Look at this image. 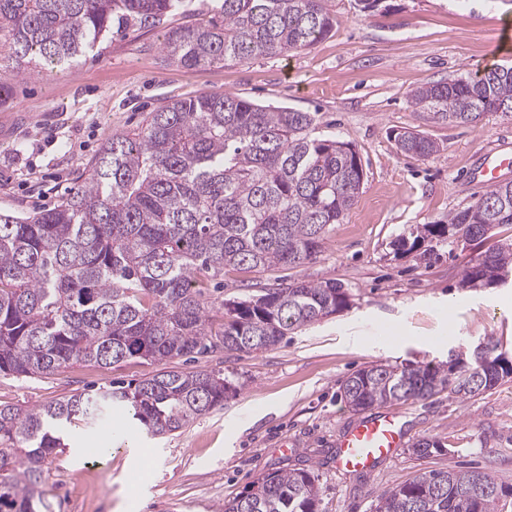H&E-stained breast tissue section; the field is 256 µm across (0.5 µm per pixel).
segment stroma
Segmentation results:
<instances>
[{
    "label": "stroma",
    "mask_w": 512,
    "mask_h": 512,
    "mask_svg": "<svg viewBox=\"0 0 512 512\" xmlns=\"http://www.w3.org/2000/svg\"><path fill=\"white\" fill-rule=\"evenodd\" d=\"M336 27L299 53L226 61L196 70L169 65L161 30L105 37L72 72L40 74L0 101V211L54 207L87 174L113 132L142 125L176 95L230 93L317 115L319 135L351 143L365 178L343 223L301 267L262 274L226 270L221 296L297 280L336 281L349 308L253 353L216 351L200 368L237 387L223 407L190 427L149 438L121 409L77 435L48 466L44 490L53 512L67 498H101L105 512H224L262 475L310 470L318 512H373L379 495L429 469L476 466L510 489L512 380L471 399L441 394L391 403L410 440L430 437L441 451L424 459L398 449L370 472L336 467L339 434L357 419L340 384L361 368L404 361H447L451 352L495 337L512 356V288H465L478 253L512 242V224L481 243L435 245L430 259L393 256L390 243L421 224L475 204L473 180L485 153L512 154V120L495 114L472 125L436 124L413 106L415 87L512 63V0H328ZM412 129L440 145L422 158L401 152L397 133ZM153 365L130 359L110 367L74 362L46 377L0 376V405L33 406L83 390L148 377Z\"/></svg>",
    "instance_id": "35a3bbf8"
}]
</instances>
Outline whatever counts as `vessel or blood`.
I'll return each instance as SVG.
<instances>
[{
	"mask_svg": "<svg viewBox=\"0 0 512 512\" xmlns=\"http://www.w3.org/2000/svg\"><path fill=\"white\" fill-rule=\"evenodd\" d=\"M512 167V160L496 153L486 154L480 177L486 185H494L503 170ZM407 438V431L399 414L378 411L360 420L341 437L336 454L339 469L351 472H369L376 464L394 455Z\"/></svg>",
	"mask_w": 512,
	"mask_h": 512,
	"instance_id": "1",
	"label": "vessel or blood"
}]
</instances>
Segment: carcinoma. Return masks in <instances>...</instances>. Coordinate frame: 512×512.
<instances>
[{"instance_id": "cac0c4a2", "label": "carcinoma", "mask_w": 512, "mask_h": 512, "mask_svg": "<svg viewBox=\"0 0 512 512\" xmlns=\"http://www.w3.org/2000/svg\"><path fill=\"white\" fill-rule=\"evenodd\" d=\"M206 19L164 32L161 52L194 70L226 60L308 49L336 26L327 0H214ZM184 0H0V99L14 80L67 72L112 27L154 30ZM433 123L468 125L492 113L512 119V65L411 91ZM316 113L259 104L227 93L173 96L133 131L112 133L89 176L57 206L23 216L0 213V375H52L84 362L128 359L158 365L136 383L25 409L0 405V512H52L42 486L46 464L72 428L88 429L120 405L150 437L183 430L236 386L206 370H170L175 358L222 347L258 352L347 308L335 281L299 280L237 300L205 297L198 278L224 269L265 272L315 259L364 183L352 145L313 136ZM403 153L429 157L432 138L405 131ZM512 224V182L475 204L391 242L394 253L450 239L483 240ZM512 272V243L474 257L470 287ZM512 378V360L489 338L479 353L444 364H376L341 385L348 407L428 400L444 392L470 399ZM440 448L422 438L412 454ZM503 488L477 469L429 470L377 499L374 512H499ZM319 489L305 469L272 471L224 503V512H318Z\"/></svg>"}]
</instances>
